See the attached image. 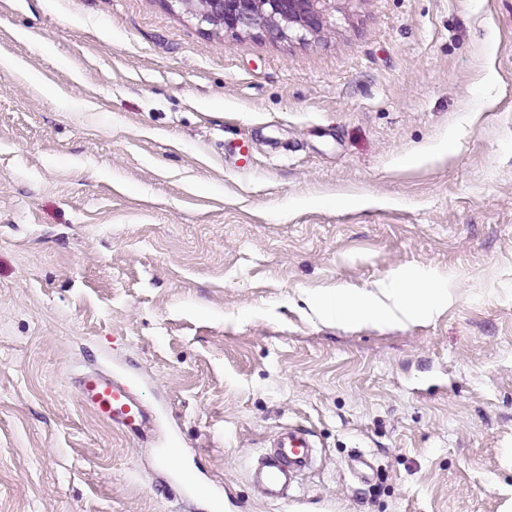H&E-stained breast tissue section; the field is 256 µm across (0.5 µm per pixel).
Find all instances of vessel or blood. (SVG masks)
Segmentation results:
<instances>
[{"label": "vessel or blood", "instance_id": "1", "mask_svg": "<svg viewBox=\"0 0 512 512\" xmlns=\"http://www.w3.org/2000/svg\"><path fill=\"white\" fill-rule=\"evenodd\" d=\"M82 403L98 418L134 434L144 433L151 418L129 385L98 372L78 378ZM314 443L308 430L281 429L270 446L251 463L249 476L269 502L292 500L302 475L313 462Z\"/></svg>", "mask_w": 512, "mask_h": 512}]
</instances>
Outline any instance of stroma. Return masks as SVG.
<instances>
[{"label":"stroma","mask_w":512,"mask_h":512,"mask_svg":"<svg viewBox=\"0 0 512 512\" xmlns=\"http://www.w3.org/2000/svg\"><path fill=\"white\" fill-rule=\"evenodd\" d=\"M2 59L0 512L512 499V0H336L282 40L178 0H0ZM430 271L451 297L408 327L305 303ZM91 368L145 435L81 405ZM289 424L316 466L270 503L248 469ZM82 403L98 418L134 434L142 435L151 423L132 388L98 372H83L78 378Z\"/></svg>","instance_id":"obj_1"}]
</instances>
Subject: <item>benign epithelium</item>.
<instances>
[{"label":"benign epithelium","mask_w":512,"mask_h":512,"mask_svg":"<svg viewBox=\"0 0 512 512\" xmlns=\"http://www.w3.org/2000/svg\"><path fill=\"white\" fill-rule=\"evenodd\" d=\"M192 6L199 22L233 36L256 29L273 40L323 31L335 0H175Z\"/></svg>","instance_id":"1"}]
</instances>
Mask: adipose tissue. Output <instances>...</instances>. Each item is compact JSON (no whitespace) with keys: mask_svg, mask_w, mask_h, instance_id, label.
I'll return each instance as SVG.
<instances>
[{"mask_svg":"<svg viewBox=\"0 0 512 512\" xmlns=\"http://www.w3.org/2000/svg\"><path fill=\"white\" fill-rule=\"evenodd\" d=\"M448 301V290L436 278H391L372 290L340 287L310 298V308L340 327L384 328L432 319Z\"/></svg>","mask_w":512,"mask_h":512,"instance_id":"1","label":"adipose tissue"}]
</instances>
